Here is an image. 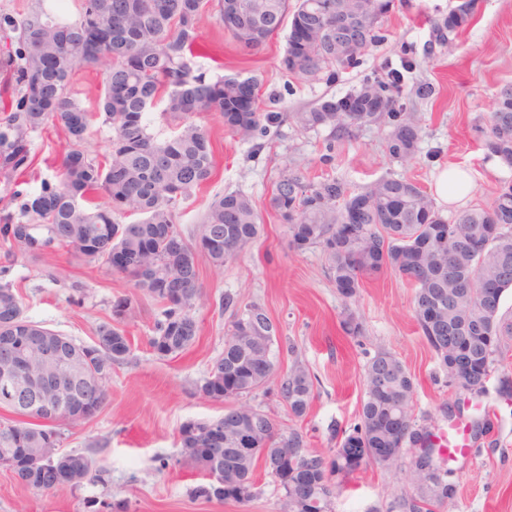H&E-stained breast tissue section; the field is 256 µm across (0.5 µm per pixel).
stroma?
Instances as JSON below:
<instances>
[{
  "mask_svg": "<svg viewBox=\"0 0 512 512\" xmlns=\"http://www.w3.org/2000/svg\"><path fill=\"white\" fill-rule=\"evenodd\" d=\"M457 4L395 0L381 24L382 41L355 65L301 77L281 64L288 28L272 34L258 50L245 51L219 23L218 0H205L196 66L214 80L256 78L258 111L277 112L282 119L266 136L243 140L225 128L217 113L196 116L211 138L216 171L206 186L179 202L176 222L190 233L216 195L236 191L252 200L261 233L223 267L199 258L201 297L193 310L199 333L180 355L153 353L148 339L161 308L141 297L124 324L132 353L113 366L106 404L89 421L59 426L62 451L91 457L96 478L41 494L0 468V512H284L283 492L261 466L255 472L258 495L250 503L208 502L190 494L205 473L184 463L179 430L186 422L224 414V402L203 397L197 387L224 352L233 313L219 301L227 293L240 305L261 306L277 326L273 374L249 398L277 430H298L309 450H336L338 432L359 420L367 361L377 351H388L416 381L418 425L437 433L447 430L440 408L449 403L456 420L469 428L471 454L452 463L448 475L456 496L438 512H512V336L502 337L483 393L448 386L413 317V288L382 272L363 278L357 295L343 301L321 248L290 249L287 227L270 205L288 168L309 182L339 181L354 193L381 178L404 176L430 195L438 174L458 166L468 171L473 190L458 200H435L447 218L488 205L493 189L512 182V168L492 166L480 133L499 90L512 85V0H475L470 24L452 41L435 42L432 21L444 20ZM405 60L412 66L403 72L401 101L422 128L414 158H392L379 126L344 135L328 127L306 130L295 122L294 113L340 98ZM67 149L58 124L33 133L24 189L37 192L43 180L53 179ZM7 250L0 243V267H7L6 280L26 316L79 344L93 343L95 327L110 318L113 300L131 290L122 274L86 267L64 251L35 260ZM346 310L361 323V335L342 332L339 322ZM296 363L315 383L314 400L300 418L292 416L278 392ZM408 465L403 459L389 469L369 465L355 471L333 493L331 512H402L400 502L410 492Z\"/></svg>",
  "mask_w": 512,
  "mask_h": 512,
  "instance_id": "obj_1",
  "label": "stroma"
}]
</instances>
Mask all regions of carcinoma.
<instances>
[{"label": "carcinoma", "instance_id": "1", "mask_svg": "<svg viewBox=\"0 0 512 512\" xmlns=\"http://www.w3.org/2000/svg\"><path fill=\"white\" fill-rule=\"evenodd\" d=\"M16 19L0 15V29L14 34L17 46L6 63L13 79L10 112L0 118V173L11 179L32 164L30 135L48 122L62 123L70 148L57 181L42 182L35 193L14 189L0 198V240L10 249L32 258L61 249L83 265L106 266L124 275L162 308L149 344L160 358L175 357L196 340L198 324L192 313L200 297L198 258L224 266L260 231L252 201L238 192H226L209 205L201 224L185 236L175 221V208L193 190L207 184L215 162L206 131L193 121L202 112H216L224 127L244 140L265 135L281 121L278 112H230L242 87L254 89L257 79L226 76L208 79L195 68L188 53L199 40L204 0H77L76 12L66 13L57 0ZM257 0H219V22L245 50L260 48L267 38L290 21L283 66L292 73L316 76L335 65L349 67L356 57L380 39L367 41L338 57L331 53L334 20L323 15L308 23L311 3L320 0H264L267 10L257 15ZM474 0L454 13L453 22L432 23V36L444 43L473 18ZM107 65L104 90L89 112L71 95L76 71ZM401 76L365 81L348 94L358 101L354 112L339 111V99L323 101L307 112L295 113L305 129L330 127L344 134L360 126L387 128L390 156L405 160L418 150L421 128L389 94L376 98V87H399ZM164 103L163 116L177 128L160 139L151 130L150 110ZM378 111H372V108ZM112 127L105 161L83 148L94 119ZM484 147L512 167V86L503 88L481 129ZM366 203L360 223H352L355 205ZM279 219L286 222L289 245L296 251L319 246L327 255L329 275L344 302L352 300L363 276L389 270L415 289L414 318L423 338L440 362L448 384L484 391L503 336L512 335V317L501 312L503 295L512 289V185L504 183L486 207H474L447 219L432 199L404 177L377 180L352 194L343 183L317 184L301 172L282 173L271 198ZM134 212L142 219L121 224L117 215ZM224 235V249L204 250L209 236ZM219 306L235 313L224 355L215 359L198 385L199 393L215 398L223 392L224 371H231L238 402L224 416L192 421L180 431L183 460L201 466L198 448L215 427H224V448L245 445L255 452L224 467V482L233 487L231 498L246 504L257 496L254 472L263 449L281 448L298 459L295 474L276 475L283 490L284 512L301 510L293 482L311 481L308 500L330 493L328 475L346 477L360 467L351 448H401L418 458L409 469L413 494L403 498L406 512H435L453 498L452 485L424 468L436 466L442 449L433 433L416 424L413 401L416 384L403 363L378 351L365 368L364 397L359 422L342 432L335 453L325 456L307 450L302 433L276 431L272 419L247 403L270 373L261 368L272 362L277 327L256 304L237 308L226 293ZM138 307L135 294L117 298L112 317L95 329L102 345L69 342L73 350L94 354L91 368L99 374V403L106 399L105 383L112 366L130 356L131 341L121 324ZM24 314L20 298L7 282L0 283V344L12 334L39 330ZM473 356L476 385L458 380L451 369L456 348ZM279 392L291 414H306L314 397V382L300 364H294ZM61 433L35 422L0 421V458L25 453L17 480L35 492H48L55 472L68 485L94 478L91 459L59 451Z\"/></svg>", "mask_w": 512, "mask_h": 512}]
</instances>
